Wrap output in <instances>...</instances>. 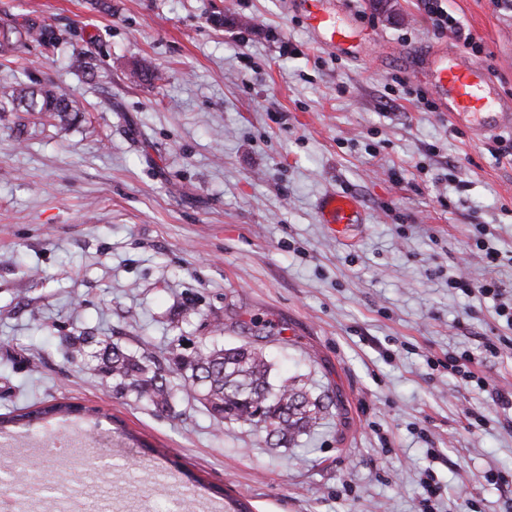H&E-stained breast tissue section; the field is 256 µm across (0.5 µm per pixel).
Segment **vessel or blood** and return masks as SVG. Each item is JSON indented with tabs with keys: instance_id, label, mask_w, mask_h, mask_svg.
Instances as JSON below:
<instances>
[{
	"instance_id": "1",
	"label": "vessel or blood",
	"mask_w": 512,
	"mask_h": 512,
	"mask_svg": "<svg viewBox=\"0 0 512 512\" xmlns=\"http://www.w3.org/2000/svg\"><path fill=\"white\" fill-rule=\"evenodd\" d=\"M331 0H301L308 26L317 45L359 53L361 39L354 26ZM419 74L439 101L441 111L478 131L512 133V111L505 109L496 80L479 62L445 48L431 51ZM322 223L361 224L365 215L358 202L340 192L324 194L318 202Z\"/></svg>"
}]
</instances>
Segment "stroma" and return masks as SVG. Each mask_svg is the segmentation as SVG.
Instances as JSON below:
<instances>
[{
  "label": "stroma",
  "instance_id": "stroma-1",
  "mask_svg": "<svg viewBox=\"0 0 512 512\" xmlns=\"http://www.w3.org/2000/svg\"><path fill=\"white\" fill-rule=\"evenodd\" d=\"M365 34L350 57L317 46L293 0H0V23L45 29L0 56V86H59L66 127L0 112V414L72 402L13 441L27 483L58 481L89 512H512V410L431 369L479 354L512 389V336L465 274L512 293V164L489 135L417 107V57L446 47L420 0H350ZM512 99V10L445 0ZM163 72L149 85L141 65ZM355 197L366 221L337 236L320 196ZM89 336L83 353L68 339ZM253 342L272 377L327 406L296 445L216 424L185 389L165 410L116 393L113 347L166 360ZM482 427L467 430V410ZM455 282V288H460L462 292H471L474 289L485 297H492L501 299L504 295L505 288H500V283L497 280H486L484 283L474 285L463 276H460Z\"/></svg>",
  "mask_w": 512,
  "mask_h": 512
}]
</instances>
